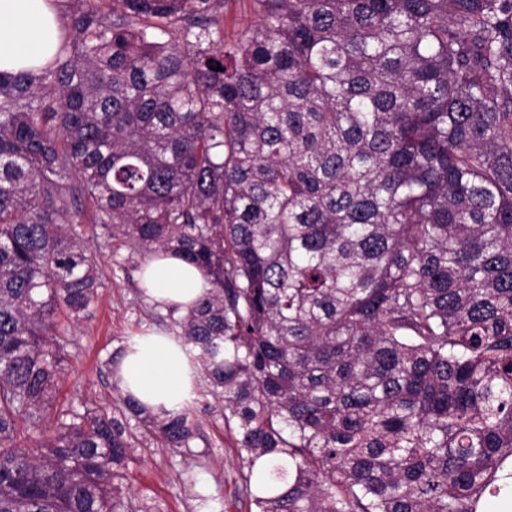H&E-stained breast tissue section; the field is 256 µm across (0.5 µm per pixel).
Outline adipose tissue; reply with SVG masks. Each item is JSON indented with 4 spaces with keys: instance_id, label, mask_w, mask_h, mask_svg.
Returning a JSON list of instances; mask_svg holds the SVG:
<instances>
[{
    "instance_id": "1",
    "label": "adipose tissue",
    "mask_w": 512,
    "mask_h": 512,
    "mask_svg": "<svg viewBox=\"0 0 512 512\" xmlns=\"http://www.w3.org/2000/svg\"><path fill=\"white\" fill-rule=\"evenodd\" d=\"M59 0H0V71L44 65L60 40ZM145 294L179 313L205 295L211 284L182 259L157 254L140 273ZM124 393L153 411L179 410L196 396L198 366L182 341L161 333L130 339L112 363Z\"/></svg>"
}]
</instances>
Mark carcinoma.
<instances>
[{
	"label": "carcinoma",
	"instance_id": "1",
	"mask_svg": "<svg viewBox=\"0 0 512 512\" xmlns=\"http://www.w3.org/2000/svg\"><path fill=\"white\" fill-rule=\"evenodd\" d=\"M72 2L0 72V512L130 509L122 424L54 403L117 238L211 278L176 325L249 512L507 508L512 0Z\"/></svg>",
	"mask_w": 512,
	"mask_h": 512
}]
</instances>
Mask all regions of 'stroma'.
Returning a JSON list of instances; mask_svg holds the SVG:
<instances>
[{"label": "stroma", "instance_id": "obj_1", "mask_svg": "<svg viewBox=\"0 0 512 512\" xmlns=\"http://www.w3.org/2000/svg\"><path fill=\"white\" fill-rule=\"evenodd\" d=\"M96 256L103 286L88 316L65 325V373L56 399L116 417L122 390L111 372V354L138 334H174L177 314L149 302L139 288L144 253L115 241ZM190 410L197 437L188 452L144 438L135 420L125 421L131 447L117 487L137 512H202L205 497L223 503L224 512H246L239 502L243 463L235 436L224 428L223 402L202 383Z\"/></svg>", "mask_w": 512, "mask_h": 512}]
</instances>
